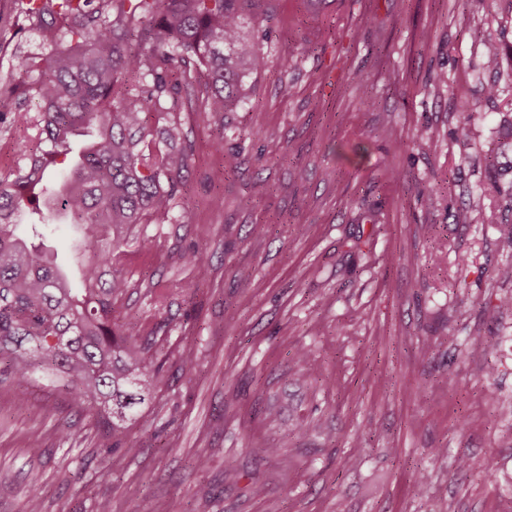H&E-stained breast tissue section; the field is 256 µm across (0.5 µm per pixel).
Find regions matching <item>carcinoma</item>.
Returning a JSON list of instances; mask_svg holds the SVG:
<instances>
[{"label":"carcinoma","instance_id":"1","mask_svg":"<svg viewBox=\"0 0 512 512\" xmlns=\"http://www.w3.org/2000/svg\"><path fill=\"white\" fill-rule=\"evenodd\" d=\"M0 33L28 28L49 51L12 55L0 75V124L25 101L35 130L15 141L0 176V364L20 386L43 369L92 411L100 447L136 450L130 427L161 390L159 339L112 322L128 288L127 237L167 219L191 154L178 145L181 105L208 113L224 143V113L264 57L243 36L261 0H14ZM154 112L163 120L152 130ZM75 235L71 264L44 244L56 222Z\"/></svg>","mask_w":512,"mask_h":512}]
</instances>
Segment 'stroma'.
<instances>
[{
    "label": "stroma",
    "instance_id": "obj_1",
    "mask_svg": "<svg viewBox=\"0 0 512 512\" xmlns=\"http://www.w3.org/2000/svg\"><path fill=\"white\" fill-rule=\"evenodd\" d=\"M244 31L266 65L223 147L207 113H182L179 203L133 230L114 304L192 367L106 468L63 388L23 399L0 376V512H24L33 482L43 512L103 495L112 512H512V0H262Z\"/></svg>",
    "mask_w": 512,
    "mask_h": 512
}]
</instances>
